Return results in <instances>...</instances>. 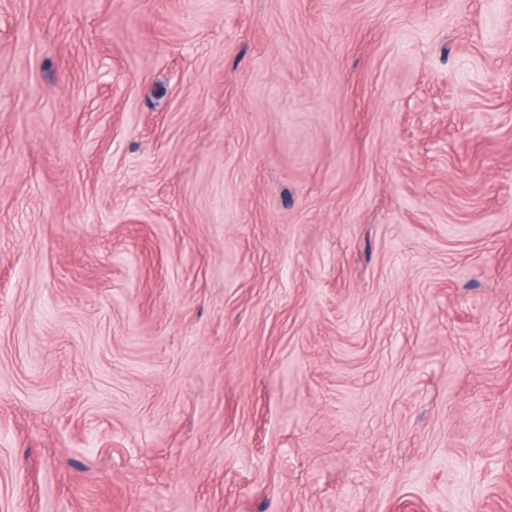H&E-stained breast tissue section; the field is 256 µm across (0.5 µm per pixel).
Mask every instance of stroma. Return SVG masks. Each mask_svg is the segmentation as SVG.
Returning <instances> with one entry per match:
<instances>
[{
	"mask_svg": "<svg viewBox=\"0 0 512 512\" xmlns=\"http://www.w3.org/2000/svg\"><path fill=\"white\" fill-rule=\"evenodd\" d=\"M0 512H512V0H0Z\"/></svg>",
	"mask_w": 512,
	"mask_h": 512,
	"instance_id": "1",
	"label": "stroma"
}]
</instances>
